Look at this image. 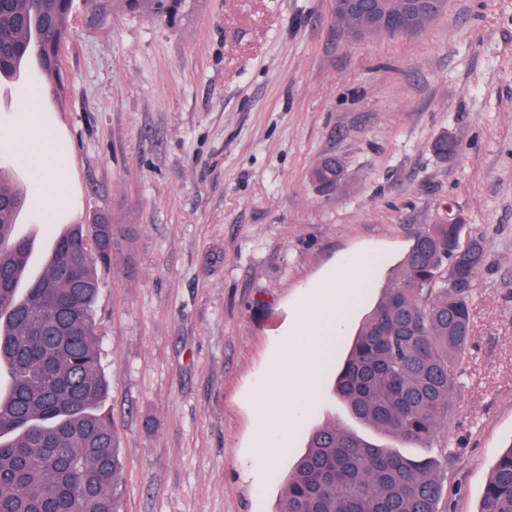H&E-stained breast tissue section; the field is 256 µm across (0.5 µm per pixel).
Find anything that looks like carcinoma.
<instances>
[{
	"mask_svg": "<svg viewBox=\"0 0 512 512\" xmlns=\"http://www.w3.org/2000/svg\"><path fill=\"white\" fill-rule=\"evenodd\" d=\"M126 10L171 23L200 0H117ZM333 0L355 40L416 33L446 0ZM72 0L0 4V76L38 47L48 83L27 88L37 100L62 85L59 51L69 36ZM459 150L447 134L433 143L446 160ZM334 157L311 173L327 196L343 179ZM24 187L0 173V512H121L123 463L105 409L109 384L96 344L99 272L129 258L133 225L71 224L54 241L46 267L24 279L30 243L14 234ZM459 224L417 229L401 273L364 319L333 392L357 418L399 441H431L448 419L457 387L452 355L466 347L470 301L483 259L479 239L460 240ZM440 465L373 445L340 425L311 431L288 475L278 512H439ZM478 512H512V446L491 468Z\"/></svg>",
	"mask_w": 512,
	"mask_h": 512,
	"instance_id": "cac0c4a2",
	"label": "carcinoma"
}]
</instances>
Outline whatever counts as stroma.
Listing matches in <instances>:
<instances>
[{"instance_id": "35a3bbf8", "label": "stroma", "mask_w": 512, "mask_h": 512, "mask_svg": "<svg viewBox=\"0 0 512 512\" xmlns=\"http://www.w3.org/2000/svg\"><path fill=\"white\" fill-rule=\"evenodd\" d=\"M60 72L64 92L37 104L67 147L55 211L134 227L94 307L121 512H278L307 431L389 444L332 395L286 431L259 407L309 292L369 258L353 340L413 233L444 218L484 260L452 415L403 453L442 462V512H478L512 444V0H447L417 33L359 42L336 33L330 0H202L173 24L73 0ZM27 98L0 96V168L27 190L15 233L37 274L52 246L42 176L11 136ZM444 133L461 144L446 160L431 148ZM327 155L345 166L329 197L310 178Z\"/></svg>"}]
</instances>
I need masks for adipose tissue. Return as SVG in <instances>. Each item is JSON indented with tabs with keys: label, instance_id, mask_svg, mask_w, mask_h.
Returning a JSON list of instances; mask_svg holds the SVG:
<instances>
[{
	"label": "adipose tissue",
	"instance_id": "adipose-tissue-1",
	"mask_svg": "<svg viewBox=\"0 0 512 512\" xmlns=\"http://www.w3.org/2000/svg\"><path fill=\"white\" fill-rule=\"evenodd\" d=\"M12 136L17 147V161L22 164L38 162L46 174L45 186L53 187L56 175L51 150L41 133L33 104H26L21 109ZM366 270L367 262L363 259L339 265L320 283L317 301L301 307L293 329L301 341L286 343L280 357L278 380L284 390L294 391L297 396L296 402L285 401L278 407L276 417L281 427H288L298 417L303 402L315 396L323 359L344 328L350 301Z\"/></svg>",
	"mask_w": 512,
	"mask_h": 512
}]
</instances>
